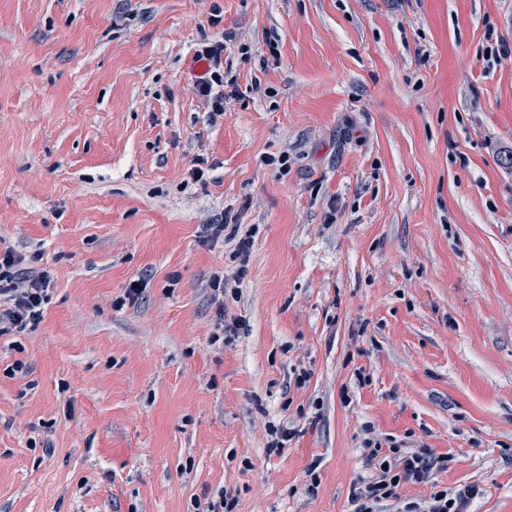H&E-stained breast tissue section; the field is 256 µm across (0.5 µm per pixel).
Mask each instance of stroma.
I'll return each mask as SVG.
<instances>
[{
	"mask_svg": "<svg viewBox=\"0 0 512 512\" xmlns=\"http://www.w3.org/2000/svg\"><path fill=\"white\" fill-rule=\"evenodd\" d=\"M500 39L512 0H0V252L50 273L42 319L0 326V512L227 487L235 512H353L370 435L447 455L407 499L512 512ZM216 41L220 116L189 67ZM226 216L255 228L245 263L204 236ZM271 422L295 431L278 452Z\"/></svg>",
	"mask_w": 512,
	"mask_h": 512,
	"instance_id": "35a3bbf8",
	"label": "stroma"
}]
</instances>
